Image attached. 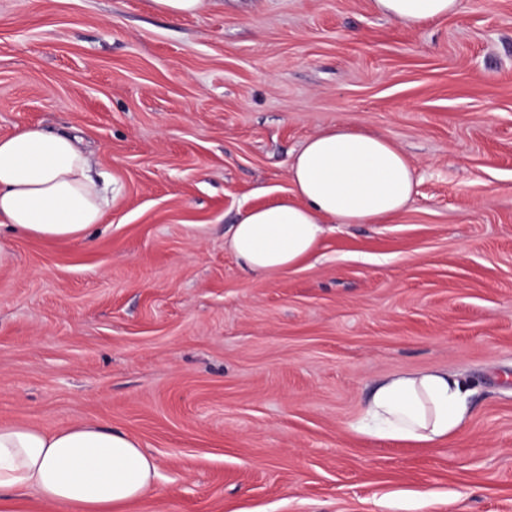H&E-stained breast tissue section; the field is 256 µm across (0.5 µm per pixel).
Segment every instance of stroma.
<instances>
[{"mask_svg":"<svg viewBox=\"0 0 512 512\" xmlns=\"http://www.w3.org/2000/svg\"><path fill=\"white\" fill-rule=\"evenodd\" d=\"M354 119L413 163L407 208L252 276L239 211ZM31 124L115 191L0 269V422L138 440L158 476L123 512H512V0L416 30L373 0H0V137ZM435 366L461 431H357L370 384ZM211 0H153L156 10L161 13L182 17L202 13Z\"/></svg>","mask_w":512,"mask_h":512,"instance_id":"1","label":"stroma"}]
</instances>
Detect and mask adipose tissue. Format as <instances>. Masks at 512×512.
<instances>
[{
  "instance_id": "adipose-tissue-1",
  "label": "adipose tissue",
  "mask_w": 512,
  "mask_h": 512,
  "mask_svg": "<svg viewBox=\"0 0 512 512\" xmlns=\"http://www.w3.org/2000/svg\"><path fill=\"white\" fill-rule=\"evenodd\" d=\"M379 14L414 29L458 12L460 0H374ZM94 161L76 137L30 125L0 137V269L14 262L11 237L80 240L110 204ZM292 197L245 210L230 248L255 275L296 269L339 224L383 222L415 188L414 166L389 139L350 125L325 128L294 155ZM468 384L433 367L374 384L357 430L435 445L470 418ZM157 465L140 443L96 424L48 432L0 423V491L34 490L46 512H117L154 484Z\"/></svg>"
}]
</instances>
